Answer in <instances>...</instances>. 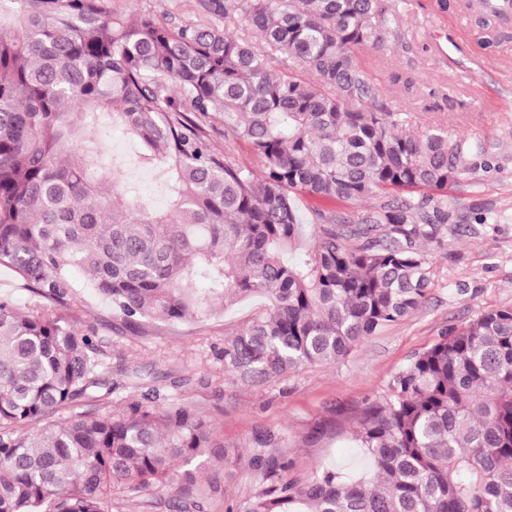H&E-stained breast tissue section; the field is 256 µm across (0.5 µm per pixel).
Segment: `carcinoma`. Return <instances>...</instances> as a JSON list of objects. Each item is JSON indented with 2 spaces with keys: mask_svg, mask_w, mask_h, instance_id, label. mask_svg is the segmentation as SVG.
<instances>
[{
  "mask_svg": "<svg viewBox=\"0 0 512 512\" xmlns=\"http://www.w3.org/2000/svg\"><path fill=\"white\" fill-rule=\"evenodd\" d=\"M207 7L224 26L125 20L105 0H0V268L40 299L21 312L0 297V512H111L114 495L164 485L204 512L196 476L228 458L202 411L151 392L56 420L105 386L95 329L57 312L71 269L129 325L264 299L225 341L224 367L281 378L419 307L420 244L448 223V185L484 165L465 139L405 130L408 114L380 99L358 56L383 45L379 0ZM272 53L313 79L270 73ZM216 115L260 171L212 148ZM107 116L139 142L135 166L161 171L168 210L120 178ZM369 197L380 203L356 223L334 209ZM298 199L315 202L310 247ZM355 437L377 480L330 466L289 481L288 460L261 452L252 466L274 481L225 512H512V308L416 353Z\"/></svg>",
  "mask_w": 512,
  "mask_h": 512,
  "instance_id": "1",
  "label": "carcinoma"
}]
</instances>
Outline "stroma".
Wrapping results in <instances>:
<instances>
[{
	"label": "stroma",
	"instance_id": "obj_1",
	"mask_svg": "<svg viewBox=\"0 0 512 512\" xmlns=\"http://www.w3.org/2000/svg\"><path fill=\"white\" fill-rule=\"evenodd\" d=\"M463 0H381L391 25L383 49L360 58L383 101L407 112L408 128L444 129L449 140L481 145L492 168L449 185L451 218L423 249L431 286L423 304L332 364L300 368L287 376L256 382L237 380L224 368V342L254 315L257 302L183 322L155 321L136 328L113 315L82 270L61 314L93 326L103 350V377L111 387L98 401L76 410L118 408L146 390L162 402L195 406L207 415L233 453L220 492L207 512H224L228 500L251 498L267 484L250 463L254 437L279 434L276 453L289 467L282 476L304 481L325 466L350 478L375 471L354 438L365 399H383L387 382L416 352L486 310L512 308V22L479 27ZM203 0H108L113 15L130 20L154 16L172 28L223 25ZM214 149L235 163L260 170L248 142L224 132L213 117L206 127ZM171 490L124 492L112 512H176Z\"/></svg>",
	"mask_w": 512,
	"mask_h": 512
}]
</instances>
